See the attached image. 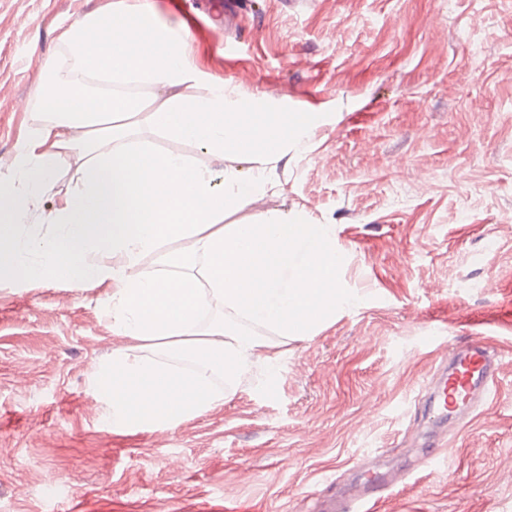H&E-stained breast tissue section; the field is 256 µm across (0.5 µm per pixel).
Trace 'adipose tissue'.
Segmentation results:
<instances>
[{
  "instance_id": "obj_1",
  "label": "adipose tissue",
  "mask_w": 512,
  "mask_h": 512,
  "mask_svg": "<svg viewBox=\"0 0 512 512\" xmlns=\"http://www.w3.org/2000/svg\"><path fill=\"white\" fill-rule=\"evenodd\" d=\"M187 39L140 4L71 24L42 68L38 129L0 161V280L101 289L123 342L91 381L116 431L175 430L361 303L338 283L333 228L265 206L317 113L266 112L206 79ZM155 135L203 156L154 149ZM34 214L46 233L23 231Z\"/></svg>"
}]
</instances>
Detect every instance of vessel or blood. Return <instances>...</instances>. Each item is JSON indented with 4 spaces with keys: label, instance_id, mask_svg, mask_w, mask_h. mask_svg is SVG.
I'll list each match as a JSON object with an SVG mask.
<instances>
[{
    "label": "vessel or blood",
    "instance_id": "vessel-or-blood-1",
    "mask_svg": "<svg viewBox=\"0 0 512 512\" xmlns=\"http://www.w3.org/2000/svg\"><path fill=\"white\" fill-rule=\"evenodd\" d=\"M500 365V350L494 340L480 336L455 347L447 367L431 378V393L425 406L439 421L454 418L487 403ZM396 479L385 473L369 478L351 498L338 504V512H367V504L378 491Z\"/></svg>",
    "mask_w": 512,
    "mask_h": 512
}]
</instances>
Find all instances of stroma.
Wrapping results in <instances>:
<instances>
[{
	"instance_id": "35a3bbf8",
	"label": "stroma",
	"mask_w": 512,
	"mask_h": 512,
	"mask_svg": "<svg viewBox=\"0 0 512 512\" xmlns=\"http://www.w3.org/2000/svg\"><path fill=\"white\" fill-rule=\"evenodd\" d=\"M146 2L204 74L321 114L269 205L334 227L362 302L175 430L116 432L99 289L0 283V512H315L364 458L403 475L370 512H512V0H248L235 32L218 0ZM119 3L0 0V156L38 126L17 102L63 30ZM475 336L504 346L490 402L425 466L427 380Z\"/></svg>"
}]
</instances>
